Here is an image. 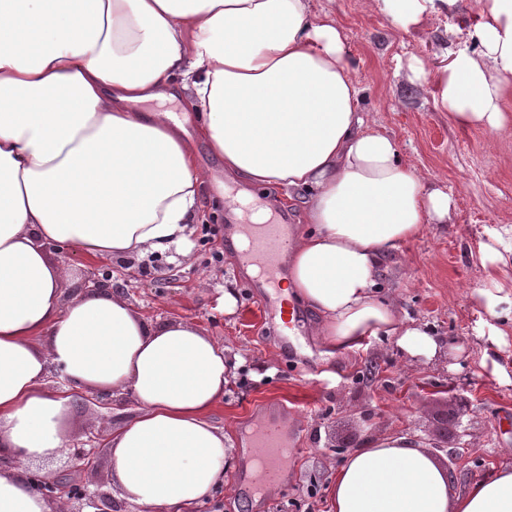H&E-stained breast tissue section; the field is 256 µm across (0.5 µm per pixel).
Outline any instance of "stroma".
<instances>
[{"mask_svg":"<svg viewBox=\"0 0 512 512\" xmlns=\"http://www.w3.org/2000/svg\"><path fill=\"white\" fill-rule=\"evenodd\" d=\"M478 0H462L454 13L431 16L407 29L370 7L368 0H309L312 13L339 20L351 53L360 107L370 127L394 138L404 162L428 174L454 200L447 223L426 224L422 234L400 245L380 278L394 294L405 323L437 335L435 357L409 358L394 340L370 339L353 353L327 354L311 333L317 316L301 308L298 335L302 361H294L274 322L257 310L250 276L232 244V230L205 233L211 216L193 225L185 252L150 251L96 262L73 255V279L63 299L82 292L90 272L147 319L190 318L205 326L238 362L237 375L212 415L238 457L227 480L199 512H327V491L346 451L370 436L409 433L429 445L453 476V490L512 463V342L499 354L509 375L500 380L483 360L484 333L493 318L473 301L488 274L481 246L495 230L512 226V131L493 136L455 124L436 106L429 83L414 79L413 58L434 62L466 50L478 52L469 22ZM207 288H196L200 271ZM236 305L225 312V289ZM469 401L458 414L457 396ZM132 399L114 409L76 401L61 420L67 455L92 453L79 473L89 491H113L108 448H92L134 413ZM280 426L288 438V470L266 494H249L244 482L247 440L260 423Z\"/></svg>","mask_w":512,"mask_h":512,"instance_id":"35a3bbf8","label":"stroma"}]
</instances>
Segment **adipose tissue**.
<instances>
[{
  "label": "adipose tissue",
  "mask_w": 512,
  "mask_h": 512,
  "mask_svg": "<svg viewBox=\"0 0 512 512\" xmlns=\"http://www.w3.org/2000/svg\"><path fill=\"white\" fill-rule=\"evenodd\" d=\"M407 28L458 0H373ZM479 54L413 60L459 125L512 129V0H480ZM356 60L332 14L307 0H0V512H62L29 487L61 455L75 392L130 396L138 413L110 441L122 499L143 512H192L234 468L211 421L237 365L193 321L147 320L103 289L62 302L69 255L126 258L180 245L210 173L204 141L232 178L307 194L306 230L288 251L291 298L339 352L391 337L410 357L441 347L377 297L383 265L425 224L447 221L448 193L370 129ZM177 100L181 113L164 110ZM155 110L135 111L138 103ZM198 122L189 137L184 120ZM501 351L512 309L477 290ZM57 365L72 393L46 385ZM330 512H512V465L452 491L418 439L367 438L337 468Z\"/></svg>",
  "instance_id": "ef3b65f1"
}]
</instances>
